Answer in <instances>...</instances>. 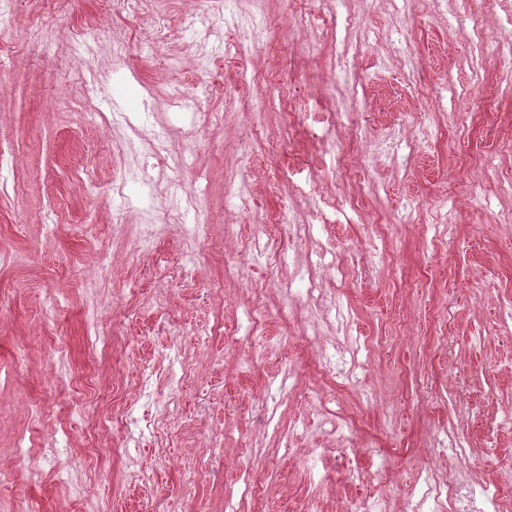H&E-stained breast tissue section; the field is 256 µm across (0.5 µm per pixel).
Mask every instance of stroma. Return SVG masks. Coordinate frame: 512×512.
<instances>
[{"label": "stroma", "instance_id": "1", "mask_svg": "<svg viewBox=\"0 0 512 512\" xmlns=\"http://www.w3.org/2000/svg\"><path fill=\"white\" fill-rule=\"evenodd\" d=\"M188 11L243 54L202 62ZM80 71L109 74L101 110L148 113L141 139L87 118ZM155 131L186 160L173 192L201 200L181 223L141 179L143 209L112 193ZM0 147V512H76L86 488L98 512H417L446 480L443 512H485L489 483L512 512V0H19ZM312 185L345 210H313ZM312 271L316 305L293 293ZM172 344L183 384L154 379L145 406L137 368ZM96 349L112 409L92 452ZM22 431L54 451L36 482L13 469ZM160 452L149 487L126 483Z\"/></svg>", "mask_w": 512, "mask_h": 512}]
</instances>
